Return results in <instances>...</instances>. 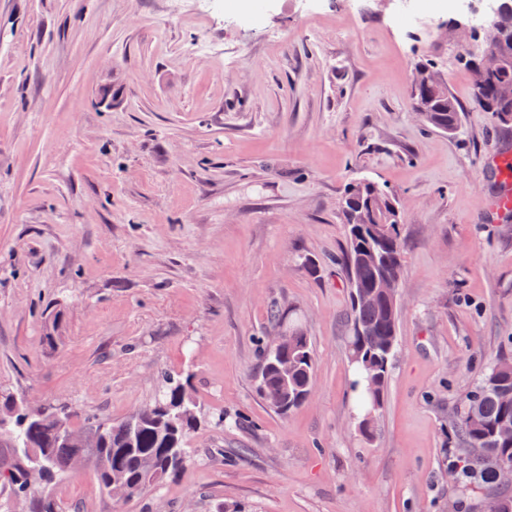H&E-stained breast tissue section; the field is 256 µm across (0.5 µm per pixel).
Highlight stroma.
<instances>
[{"instance_id":"obj_1","label":"stroma","mask_w":512,"mask_h":512,"mask_svg":"<svg viewBox=\"0 0 512 512\" xmlns=\"http://www.w3.org/2000/svg\"><path fill=\"white\" fill-rule=\"evenodd\" d=\"M448 15L384 0H270L261 26L198 0H0V386L119 419L190 371L189 458L113 500L85 472L65 512H448L450 420L512 357V212L484 171L512 126L473 103ZM430 62L463 108L416 115ZM370 179L405 242L398 347L372 439L355 427L339 202ZM64 313L59 349L43 311ZM310 337L307 401L257 392L272 304ZM223 411L224 424L212 414Z\"/></svg>"}]
</instances>
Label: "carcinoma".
Segmentation results:
<instances>
[{
  "mask_svg": "<svg viewBox=\"0 0 512 512\" xmlns=\"http://www.w3.org/2000/svg\"><path fill=\"white\" fill-rule=\"evenodd\" d=\"M496 22L501 40L491 54L475 43L465 61L484 73L474 82V101L502 125L512 124V100H500L498 88L512 84V0H498ZM413 104L425 112V124L455 135L462 107L440 85L412 87ZM341 217L347 228L345 264L354 320L348 340L353 388L359 394L358 429L384 407L389 369L398 343V302L365 300L379 279L400 283L403 239L394 197L369 179L345 189ZM42 345L61 346L63 314L48 309ZM316 359L310 337L288 333L279 347L264 345L259 355L258 392L277 413L286 414L310 395ZM190 375L162 374V389L149 405L113 420L88 415L69 405L47 404L0 387V512H12L22 499L26 512H62L53 488L68 475L87 470L109 497L129 499L150 491L186 463L185 445L200 419L189 388ZM463 447L449 467L457 486L484 490L474 512H512V497L499 473L512 465V360L493 363L454 421Z\"/></svg>",
  "mask_w": 512,
  "mask_h": 512,
  "instance_id": "cac0c4a2",
  "label": "carcinoma"
}]
</instances>
